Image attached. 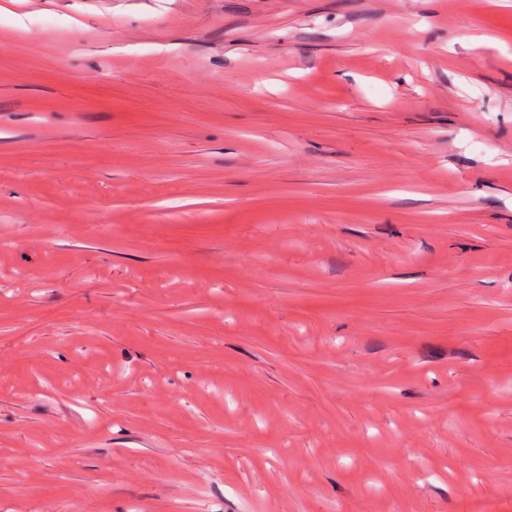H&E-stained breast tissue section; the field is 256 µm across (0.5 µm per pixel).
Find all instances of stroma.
Masks as SVG:
<instances>
[{"instance_id":"stroma-1","label":"stroma","mask_w":512,"mask_h":512,"mask_svg":"<svg viewBox=\"0 0 512 512\" xmlns=\"http://www.w3.org/2000/svg\"><path fill=\"white\" fill-rule=\"evenodd\" d=\"M1 239L0 512H512V0H0Z\"/></svg>"}]
</instances>
